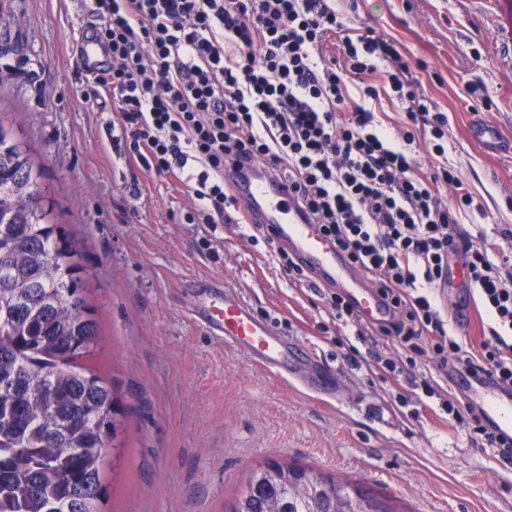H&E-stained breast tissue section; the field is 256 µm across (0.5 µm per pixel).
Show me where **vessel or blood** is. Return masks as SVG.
I'll return each mask as SVG.
<instances>
[{"label":"vessel or blood","mask_w":512,"mask_h":512,"mask_svg":"<svg viewBox=\"0 0 512 512\" xmlns=\"http://www.w3.org/2000/svg\"><path fill=\"white\" fill-rule=\"evenodd\" d=\"M76 51L87 74L100 73L110 65L104 48L86 35H79ZM471 135L491 152L507 149L495 128L486 123L474 124ZM224 183L238 207L254 223L265 225L275 242L288 247L320 281L349 288L366 320L376 323L385 319L386 311L380 300L362 281L349 278L350 266L345 256L315 225L309 224L282 181L243 158L225 166ZM190 300L189 312L195 323L276 377H291L297 366L304 363L297 342L282 336L270 321L228 295L215 281L200 284ZM455 386L471 404L481 409L493 431L512 436V388L488 385L464 373L457 375Z\"/></svg>","instance_id":"obj_1"}]
</instances>
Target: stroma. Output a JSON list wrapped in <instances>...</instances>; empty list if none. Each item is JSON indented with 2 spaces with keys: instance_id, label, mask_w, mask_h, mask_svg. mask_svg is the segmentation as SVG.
Returning a JSON list of instances; mask_svg holds the SVG:
<instances>
[{
  "instance_id": "1",
  "label": "stroma",
  "mask_w": 512,
  "mask_h": 512,
  "mask_svg": "<svg viewBox=\"0 0 512 512\" xmlns=\"http://www.w3.org/2000/svg\"><path fill=\"white\" fill-rule=\"evenodd\" d=\"M358 29L393 40L412 77L448 115V160L476 207L464 230L499 240L512 260V156L484 152L473 122L512 139V0H335ZM86 0H0V111L46 173L54 220L73 234L85 269L97 343L86 368L126 406L122 446L106 472L105 512H228L251 470L290 461L361 483L404 512H512V460L471 444L415 405L407 382L362 357L398 359L370 322L344 325L331 286L297 283L249 224L187 223L193 207L175 177L144 169L112 144L111 91L91 90L75 39ZM482 84L491 107L472 100ZM219 278L226 292L313 351L333 396L280 380L197 326L188 287ZM387 416L391 426L378 423Z\"/></svg>"
}]
</instances>
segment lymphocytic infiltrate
Wrapping results in <instances>:
<instances>
[{
	"label": "lymphocytic infiltrate",
	"mask_w": 512,
	"mask_h": 512,
	"mask_svg": "<svg viewBox=\"0 0 512 512\" xmlns=\"http://www.w3.org/2000/svg\"><path fill=\"white\" fill-rule=\"evenodd\" d=\"M90 11L112 54L95 82L111 90L142 165L179 174L190 189L189 223H243L224 165L250 156L370 276L387 312L381 330L420 368L426 396L437 372L512 386V276L495 264V242L460 227L474 198L444 160L448 115L392 41L371 29L348 36L330 0H90ZM331 33L343 37V64L314 55ZM377 72L404 106L393 136L367 106L380 89L365 77ZM454 259L492 319L475 348L437 306ZM441 410L482 446L512 453V437L489 430L475 407L448 398Z\"/></svg>",
	"instance_id": "lymphocytic-infiltrate-1"
}]
</instances>
